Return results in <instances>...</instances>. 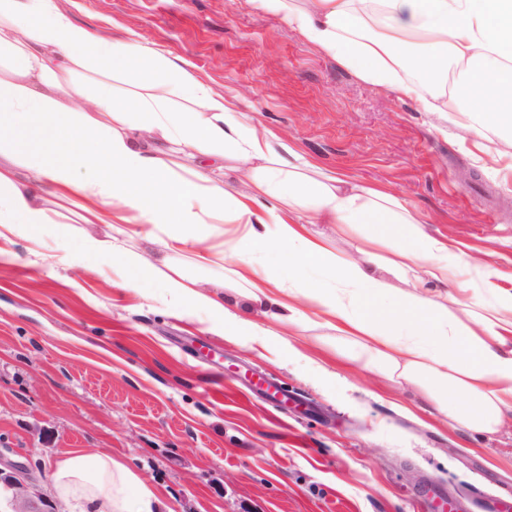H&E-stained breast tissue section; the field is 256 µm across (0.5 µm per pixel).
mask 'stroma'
<instances>
[{
  "label": "stroma",
  "mask_w": 512,
  "mask_h": 512,
  "mask_svg": "<svg viewBox=\"0 0 512 512\" xmlns=\"http://www.w3.org/2000/svg\"><path fill=\"white\" fill-rule=\"evenodd\" d=\"M77 24L134 35L190 63L259 128L320 167L403 197L435 235L512 275V157L474 131L358 79L250 0H73ZM0 265V458L42 465L102 450L164 488V512H512V419L477 439L430 421L412 388L346 358L325 326L296 345L336 385L287 355L209 331L154 287H118L94 263L48 275L13 247ZM263 374L303 398L282 405Z\"/></svg>",
  "instance_id": "35a3bbf8"
}]
</instances>
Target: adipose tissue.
<instances>
[{
    "label": "adipose tissue",
    "instance_id": "ef3b65f1",
    "mask_svg": "<svg viewBox=\"0 0 512 512\" xmlns=\"http://www.w3.org/2000/svg\"><path fill=\"white\" fill-rule=\"evenodd\" d=\"M260 2L361 81L477 134L501 133L512 151V0ZM0 56V242L37 253L45 195L80 199L84 222L112 234L62 231L43 256L49 272L104 260L125 287L155 283L181 314L207 312L213 330L247 342L260 334L257 311L292 328L321 320L355 337L352 361L412 386L443 425L484 438L512 415V287L497 266L428 233L402 197L322 169L183 61L107 40L60 0H0ZM116 78L138 95H120ZM228 160L246 171L245 187L225 181ZM319 224L358 231L361 243L334 252ZM182 251L196 267L223 266L234 308L170 261ZM465 270L471 283L459 280ZM48 482L72 512L163 505L161 487L108 451H67Z\"/></svg>",
    "mask_w": 512,
    "mask_h": 512
}]
</instances>
